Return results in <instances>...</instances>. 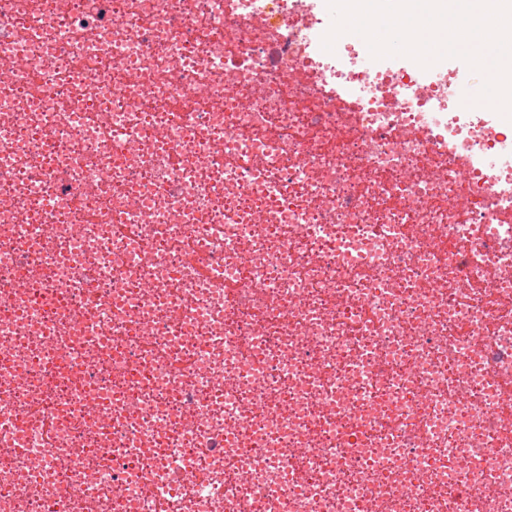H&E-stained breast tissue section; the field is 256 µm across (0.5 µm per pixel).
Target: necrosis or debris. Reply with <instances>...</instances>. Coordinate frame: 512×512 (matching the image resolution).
Here are the masks:
<instances>
[{
    "instance_id": "necrosis-or-debris-1",
    "label": "necrosis or debris",
    "mask_w": 512,
    "mask_h": 512,
    "mask_svg": "<svg viewBox=\"0 0 512 512\" xmlns=\"http://www.w3.org/2000/svg\"><path fill=\"white\" fill-rule=\"evenodd\" d=\"M325 0H0V512H512V125Z\"/></svg>"
}]
</instances>
